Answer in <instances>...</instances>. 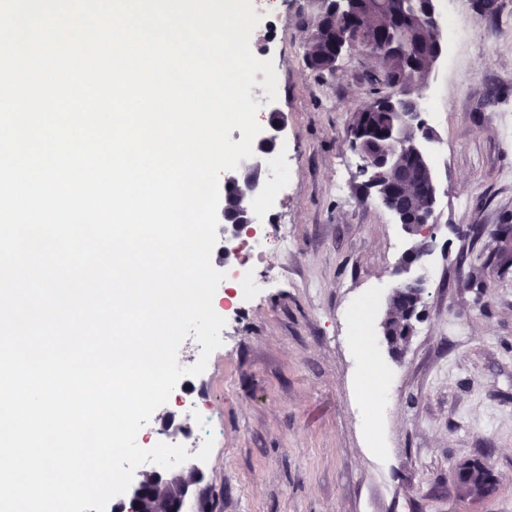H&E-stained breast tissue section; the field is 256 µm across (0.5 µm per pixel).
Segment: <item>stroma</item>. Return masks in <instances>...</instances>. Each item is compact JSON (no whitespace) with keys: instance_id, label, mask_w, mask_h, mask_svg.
Wrapping results in <instances>:
<instances>
[{"instance_id":"35a3bbf8","label":"stroma","mask_w":512,"mask_h":512,"mask_svg":"<svg viewBox=\"0 0 512 512\" xmlns=\"http://www.w3.org/2000/svg\"><path fill=\"white\" fill-rule=\"evenodd\" d=\"M480 0H436L453 13L456 37L421 86L428 155L437 184L433 250L423 315L401 356L380 322L408 238L393 214L361 190L362 159L351 146L353 112L372 99V61L353 48L335 75L305 62L306 26L320 0H259L250 49L272 61L280 89L252 87L257 121L284 117L288 180L256 206L266 236L249 294L221 282L213 307L224 342L203 373L183 377L184 410L158 408L138 433L141 447L202 412L214 445L202 500L185 512H512V269L458 266L469 225L512 222V0L484 12ZM346 176V195L336 179ZM287 247H280V237ZM373 298L372 361L391 403L367 416L361 345L344 312ZM490 465L495 491L478 502L454 492V471Z\"/></svg>"}]
</instances>
